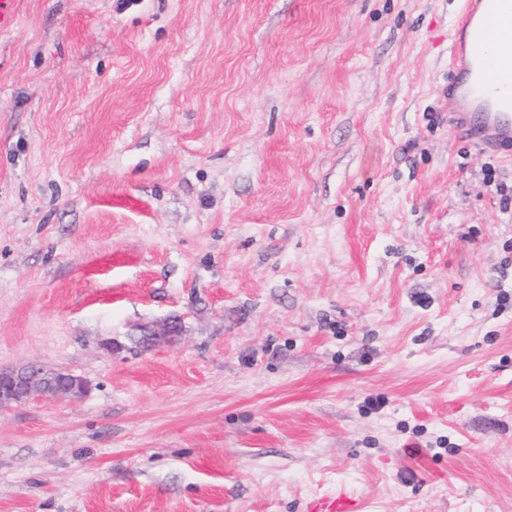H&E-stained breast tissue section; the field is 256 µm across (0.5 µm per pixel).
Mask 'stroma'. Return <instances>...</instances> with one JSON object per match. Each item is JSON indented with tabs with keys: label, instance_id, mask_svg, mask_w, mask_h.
Returning a JSON list of instances; mask_svg holds the SVG:
<instances>
[{
	"label": "stroma",
	"instance_id": "obj_1",
	"mask_svg": "<svg viewBox=\"0 0 512 512\" xmlns=\"http://www.w3.org/2000/svg\"><path fill=\"white\" fill-rule=\"evenodd\" d=\"M460 2L16 0L0 368L89 390L0 410V512H512V152L448 124ZM143 331L146 332L142 335L144 343L159 344L179 335V321L176 318H169L161 323L146 326Z\"/></svg>",
	"mask_w": 512,
	"mask_h": 512
}]
</instances>
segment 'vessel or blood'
<instances>
[{
	"instance_id": "obj_1",
	"label": "vessel or blood",
	"mask_w": 512,
	"mask_h": 512,
	"mask_svg": "<svg viewBox=\"0 0 512 512\" xmlns=\"http://www.w3.org/2000/svg\"><path fill=\"white\" fill-rule=\"evenodd\" d=\"M448 123L480 148H512V0H465L455 29Z\"/></svg>"
}]
</instances>
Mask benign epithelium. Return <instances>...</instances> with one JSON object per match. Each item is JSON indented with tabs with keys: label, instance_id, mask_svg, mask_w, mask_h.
I'll list each match as a JSON object with an SVG mask.
<instances>
[{
	"label": "benign epithelium",
	"instance_id": "benign-epithelium-1",
	"mask_svg": "<svg viewBox=\"0 0 512 512\" xmlns=\"http://www.w3.org/2000/svg\"><path fill=\"white\" fill-rule=\"evenodd\" d=\"M177 335L179 321L169 318L144 327L143 341L148 345H155ZM58 375V371L38 363H27L9 370L0 369V407L32 399L75 398L87 392L88 385L84 378L68 373L61 381L53 382Z\"/></svg>",
	"mask_w": 512,
	"mask_h": 512
}]
</instances>
